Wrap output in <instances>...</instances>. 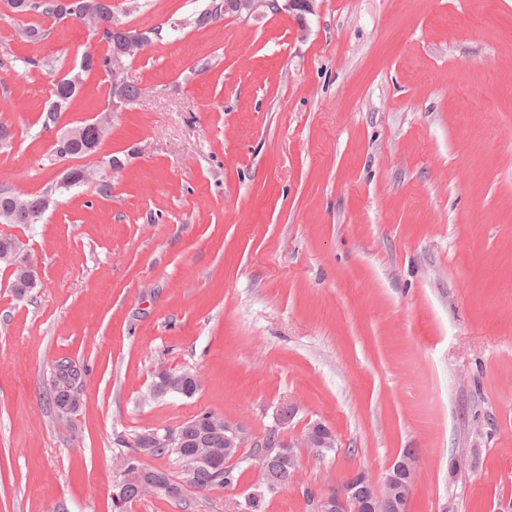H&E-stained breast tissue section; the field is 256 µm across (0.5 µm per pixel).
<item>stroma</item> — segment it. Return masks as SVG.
<instances>
[{"instance_id":"35a3bbf8","label":"stroma","mask_w":512,"mask_h":512,"mask_svg":"<svg viewBox=\"0 0 512 512\" xmlns=\"http://www.w3.org/2000/svg\"><path fill=\"white\" fill-rule=\"evenodd\" d=\"M210 0H112L161 27L128 61L139 98L68 190L55 145L108 99L99 72L44 126L52 75L104 44L62 20L38 44L0 8V189L50 193L36 224H0L38 267L14 295L0 266V512H113L121 435L210 410L252 434L296 412L336 446L300 449L262 512L418 458L410 512L512 500V0H316L194 21ZM39 60L26 68L24 58ZM86 366L60 422L53 367ZM194 396L149 399L161 372ZM237 485L143 496L127 512H239ZM187 375L190 377L187 378ZM164 379L170 387L169 392H176L186 397L194 396L199 389L197 379L190 373H165L159 378V381Z\"/></svg>"}]
</instances>
